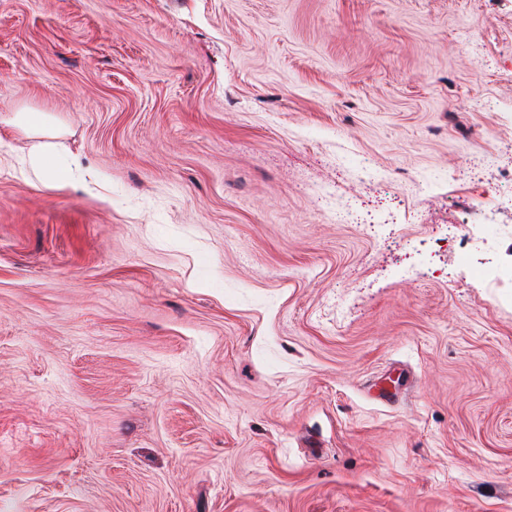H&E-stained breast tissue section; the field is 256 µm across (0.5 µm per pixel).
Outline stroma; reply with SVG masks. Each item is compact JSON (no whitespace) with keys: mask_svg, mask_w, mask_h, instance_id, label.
Segmentation results:
<instances>
[{"mask_svg":"<svg viewBox=\"0 0 512 512\" xmlns=\"http://www.w3.org/2000/svg\"><path fill=\"white\" fill-rule=\"evenodd\" d=\"M0 512H512V0H0ZM55 149L56 145L50 142L33 145L29 155L30 165L35 172L40 174L49 188L65 190L73 183L65 172L57 168Z\"/></svg>","mask_w":512,"mask_h":512,"instance_id":"1","label":"stroma"}]
</instances>
